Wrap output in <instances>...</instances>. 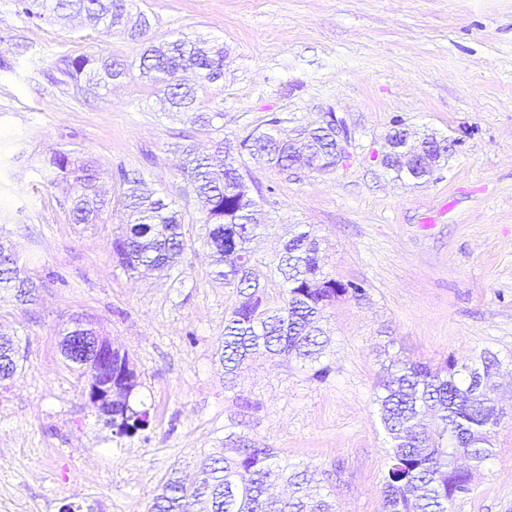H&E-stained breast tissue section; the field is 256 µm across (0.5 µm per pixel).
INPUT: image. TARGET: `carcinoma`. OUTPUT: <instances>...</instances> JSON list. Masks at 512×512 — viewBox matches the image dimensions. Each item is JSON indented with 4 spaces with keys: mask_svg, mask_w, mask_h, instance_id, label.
Listing matches in <instances>:
<instances>
[{
    "mask_svg": "<svg viewBox=\"0 0 512 512\" xmlns=\"http://www.w3.org/2000/svg\"><path fill=\"white\" fill-rule=\"evenodd\" d=\"M29 17L80 19L110 30L125 26L129 39L144 42L150 20L142 12L138 27L129 25L128 0H18ZM140 78L160 86L169 111L191 114L192 122L210 126L224 118L217 105L201 110L195 87L183 73H195L203 85L224 76V49L200 39L182 36L151 45L140 57ZM61 82L71 81L85 95L100 96L128 74L126 65L112 57L63 56L55 64ZM269 128H254L234 139L216 143L207 153L194 142L174 144L179 171L189 191L202 205L201 245L206 248L212 273L233 288L235 300L224 319L218 352L227 381L255 355L311 367L312 377L325 380L330 368L321 363L323 343L310 323L337 301L361 299L365 289L322 271L319 239L311 231L295 233L282 244L275 258L265 260L254 248L267 228L258 203L247 209L240 191L241 166L249 159L281 171L306 159L312 163L336 154L333 128L318 126L293 147ZM50 182L68 187L72 216L77 224H94L109 202L95 186L94 163H75L69 154L55 155L46 169ZM121 193L115 205L122 211L112 256L128 273L152 268L171 276L190 247L183 233L180 211L173 202L144 189L142 179L120 172ZM282 279L283 288L269 293L268 283ZM37 288L34 278L0 244V290L29 302ZM26 360L19 348L0 339V380L14 375ZM480 364L460 363L450 357L442 364L393 360L386 368L376 396L381 423L388 438L387 467L382 476L384 512H449V506L472 491V471L494 457L491 433L505 412L487 394L473 389V373L491 379L500 360L492 352L479 355ZM141 382L128 354L112 349V390L123 399L112 405L108 417L115 434L132 437L149 427L148 411L131 405ZM152 512H334L329 494L311 485L303 472L280 462L277 449L237 432L224 434V453L201 460L198 478L186 484L170 477L152 505Z\"/></svg>",
    "mask_w": 512,
    "mask_h": 512,
    "instance_id": "cac0c4a2",
    "label": "carcinoma"
}]
</instances>
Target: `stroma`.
Returning a JSON list of instances; mask_svg holds the SVG:
<instances>
[{"label": "stroma", "mask_w": 512, "mask_h": 512, "mask_svg": "<svg viewBox=\"0 0 512 512\" xmlns=\"http://www.w3.org/2000/svg\"><path fill=\"white\" fill-rule=\"evenodd\" d=\"M159 43L188 35L224 46V78L198 90L224 117L201 128L168 117L130 75L104 98L54 81L62 56L137 64L120 29L64 27L0 0V235L39 288L23 304L0 292V334L27 358L0 381V512H149L173 469L236 431L327 482L336 512H382L386 434L375 404L389 359L501 361L496 392L512 405V0H134ZM350 156L335 170L249 167L273 226L261 245L308 224L322 266L362 285L326 314V380L297 361L255 358L225 383L217 349L234 301L198 245L203 214L174 143L208 148L280 120L294 137L328 113ZM460 139L426 182L396 180L382 157L395 124ZM93 160L109 193L119 170L175 200L188 249L174 280L131 276L112 259L119 214L74 223L64 184L43 169L56 151ZM86 317L127 351L150 427L113 434L61 354L70 318ZM495 456L451 512H512V418Z\"/></svg>", "instance_id": "1"}]
</instances>
